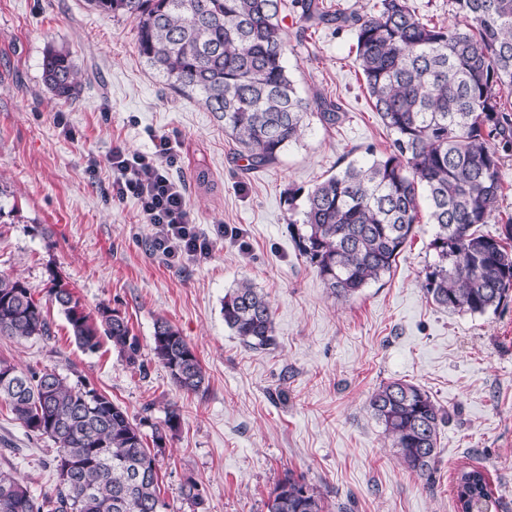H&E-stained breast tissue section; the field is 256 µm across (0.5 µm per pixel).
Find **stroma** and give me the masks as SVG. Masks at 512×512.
I'll list each match as a JSON object with an SVG mask.
<instances>
[{
  "mask_svg": "<svg viewBox=\"0 0 512 512\" xmlns=\"http://www.w3.org/2000/svg\"><path fill=\"white\" fill-rule=\"evenodd\" d=\"M280 18L301 95L339 101L343 119L332 129L311 119L276 165L248 173L223 123L146 66L132 19L87 0H0V269L33 288L51 323L47 336H0V360L105 394L147 435L179 407L181 427L156 457L169 512H268L290 473L318 487L330 512H458L465 467L485 473L494 512H512V298L481 315L428 300L436 253L426 223L389 274L351 298L330 295L288 227L291 199L350 161L383 155L390 138L354 62V31L306 23L299 0H282ZM50 46L70 51L82 74L76 101L56 100L44 85ZM160 135L182 143L172 174L186 185L199 233L213 240L207 258L167 262L152 251L136 200L111 198L113 147L148 153ZM91 156L101 162L94 173ZM199 158L212 173L205 189L193 179ZM54 276L86 314L106 306L126 317L142 366L127 365L104 335L94 352L75 344L48 296ZM244 280L271 304L269 349L245 347L224 324V296ZM161 318L194 347L206 393L179 391L156 362ZM395 380L420 386L449 414L430 478L405 468L368 407ZM54 455L0 399V468L50 497ZM189 481L203 499L196 510L181 497Z\"/></svg>",
  "mask_w": 512,
  "mask_h": 512,
  "instance_id": "35a3bbf8",
  "label": "stroma"
}]
</instances>
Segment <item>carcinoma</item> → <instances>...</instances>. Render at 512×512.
I'll list each match as a JSON object with an SVG mask.
<instances>
[{
    "label": "carcinoma",
    "instance_id": "carcinoma-1",
    "mask_svg": "<svg viewBox=\"0 0 512 512\" xmlns=\"http://www.w3.org/2000/svg\"><path fill=\"white\" fill-rule=\"evenodd\" d=\"M96 11L136 22L140 58L165 85L196 98L224 121L248 169L276 164L315 117L331 128L337 104L302 96L285 61L288 39L280 0H88ZM456 22L439 25L408 0H380L375 15L332 12L302 0L309 21L354 29L355 61L369 102L391 136L389 151L369 163L350 162L307 191L302 222H289L300 253L335 298H349L391 272L421 218L434 226L437 259L425 276L427 298L451 311L484 314L512 296V223L494 236L480 231L498 219L500 166L512 152V0H451ZM43 82L58 100L78 96L80 70L50 46ZM426 214H421V203ZM49 297L65 315L76 344L99 345L97 326L72 290L54 277ZM224 324L251 349L275 344L266 295L248 281L224 295ZM105 335L125 360L140 344L128 321L99 308ZM51 335L32 287L0 271V336ZM153 353L172 383L188 394L207 389L194 347L164 319L156 321ZM0 399L27 432L50 439L56 492L39 499L10 470L0 469V512H168L156 458L139 424L108 396L69 385L53 370H24L0 361ZM369 408L401 462L431 474L446 415L419 386H380ZM181 425L175 407L152 431L154 447ZM459 512L495 506L485 473L473 467L456 479ZM268 512H326L313 485L291 475L271 493Z\"/></svg>",
    "mask_w": 512,
    "mask_h": 512
}]
</instances>
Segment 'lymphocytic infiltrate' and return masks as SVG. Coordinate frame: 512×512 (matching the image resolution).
<instances>
[{"instance_id":"f902f5d3","label":"lymphocytic infiltrate","mask_w":512,"mask_h":512,"mask_svg":"<svg viewBox=\"0 0 512 512\" xmlns=\"http://www.w3.org/2000/svg\"><path fill=\"white\" fill-rule=\"evenodd\" d=\"M179 151L178 139L162 135L153 152L131 153L118 145L108 159L113 199H137L144 222L152 226V250L171 262L198 259L212 249L211 240L196 230L185 185L171 173Z\"/></svg>"}]
</instances>
